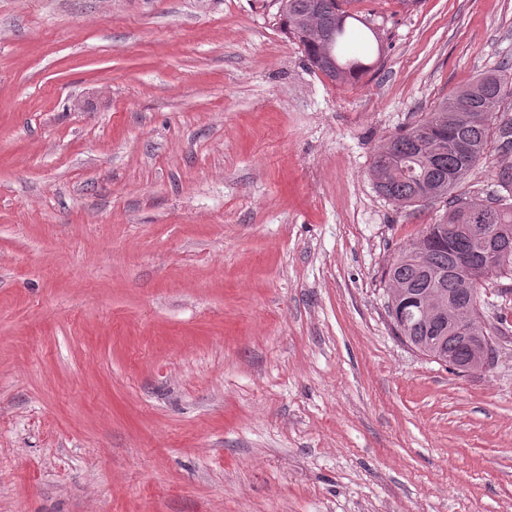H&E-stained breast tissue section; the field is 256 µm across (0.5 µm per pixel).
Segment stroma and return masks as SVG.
<instances>
[{"label": "stroma", "mask_w": 512, "mask_h": 512, "mask_svg": "<svg viewBox=\"0 0 512 512\" xmlns=\"http://www.w3.org/2000/svg\"><path fill=\"white\" fill-rule=\"evenodd\" d=\"M335 83L273 0H0V512H512V327L396 336L445 211L374 150L512 60V0H354Z\"/></svg>", "instance_id": "1"}]
</instances>
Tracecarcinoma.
<instances>
[{
    "instance_id": "carcinoma-1",
    "label": "carcinoma",
    "mask_w": 512,
    "mask_h": 512,
    "mask_svg": "<svg viewBox=\"0 0 512 512\" xmlns=\"http://www.w3.org/2000/svg\"><path fill=\"white\" fill-rule=\"evenodd\" d=\"M354 0H282L279 30L302 46L312 69L333 82L358 79L369 70L359 58L344 57L347 44L361 36L352 20ZM512 98V76L497 66L468 86L445 97L419 124L393 136L373 154L372 181L384 197L401 207L442 202L444 217L427 225L416 240L403 246L387 272L397 288L398 319L392 325L406 343L439 363H452L460 373H475L477 353L486 348L488 363L496 357L494 336L499 326L474 318L470 331L459 333L455 319L444 314L422 316L419 305L427 299L464 304L492 280H512V162L500 165L492 189L474 198L460 191L469 174L495 152L512 155V117L500 114L504 100ZM470 224L498 225V260L480 272L482 283L465 287L460 279L463 259L480 249Z\"/></svg>"
}]
</instances>
